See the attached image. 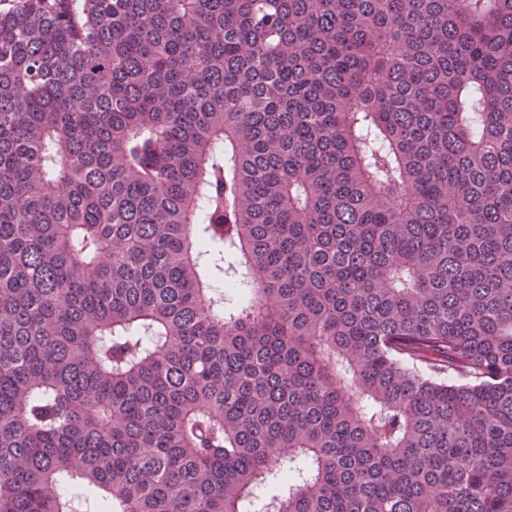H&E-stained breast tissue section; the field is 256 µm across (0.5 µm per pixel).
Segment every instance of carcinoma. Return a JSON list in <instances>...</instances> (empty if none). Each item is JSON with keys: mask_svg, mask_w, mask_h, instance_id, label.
<instances>
[{"mask_svg": "<svg viewBox=\"0 0 512 512\" xmlns=\"http://www.w3.org/2000/svg\"><path fill=\"white\" fill-rule=\"evenodd\" d=\"M0 512H512V0L0 10Z\"/></svg>", "mask_w": 512, "mask_h": 512, "instance_id": "obj_1", "label": "carcinoma"}]
</instances>
